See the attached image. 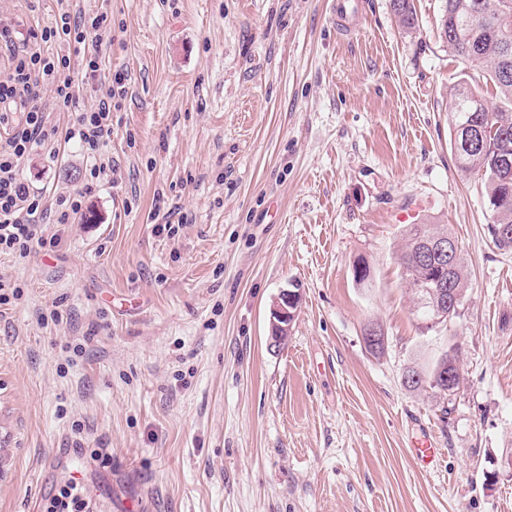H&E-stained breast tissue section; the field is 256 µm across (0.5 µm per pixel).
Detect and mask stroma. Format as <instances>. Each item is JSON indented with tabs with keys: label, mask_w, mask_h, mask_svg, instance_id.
<instances>
[{
	"label": "stroma",
	"mask_w": 512,
	"mask_h": 512,
	"mask_svg": "<svg viewBox=\"0 0 512 512\" xmlns=\"http://www.w3.org/2000/svg\"><path fill=\"white\" fill-rule=\"evenodd\" d=\"M330 3L70 0L112 31L92 82L57 47L80 107L118 71L127 95L95 222L48 225L49 255H0L25 286L0 308V512H39L73 473L93 512H512V252L448 125L454 85L496 91L449 51L442 0H413L411 31L363 0L350 36ZM57 17L56 0H0L22 38ZM85 167L61 142L23 176L52 200ZM423 222L450 227L468 272L458 317L429 331L398 261ZM285 289L301 303L274 348ZM453 343V400L405 386ZM425 433L430 468L409 452Z\"/></svg>",
	"instance_id": "1"
}]
</instances>
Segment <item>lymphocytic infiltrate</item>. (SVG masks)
<instances>
[{"label": "lymphocytic infiltrate", "instance_id": "f902f5d3", "mask_svg": "<svg viewBox=\"0 0 512 512\" xmlns=\"http://www.w3.org/2000/svg\"><path fill=\"white\" fill-rule=\"evenodd\" d=\"M106 15L62 13L58 23L35 33L34 44L19 41L12 26H0V49L9 53L8 69L0 75V255L21 258L49 253L56 238L45 236L44 221L74 223L85 198L108 175V167L99 157L112 135V114L126 93V76L115 72L106 95L89 109L78 108L75 84L69 72L71 58L52 52V45L64 41L83 52L84 77L96 79L101 60L91 37L99 35ZM75 112L66 128L52 121L53 112ZM62 136L76 144L86 156L84 185L73 194L47 201L31 191L20 165L50 138Z\"/></svg>", "mask_w": 512, "mask_h": 512}]
</instances>
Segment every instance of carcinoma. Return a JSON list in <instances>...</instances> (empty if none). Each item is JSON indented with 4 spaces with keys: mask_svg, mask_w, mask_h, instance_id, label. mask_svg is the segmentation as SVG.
Returning a JSON list of instances; mask_svg holds the SVG:
<instances>
[{
    "mask_svg": "<svg viewBox=\"0 0 512 512\" xmlns=\"http://www.w3.org/2000/svg\"><path fill=\"white\" fill-rule=\"evenodd\" d=\"M474 0H444L439 24L448 49L470 67L486 74V80L495 87L501 104L488 105L481 96L467 87L454 94L451 110L450 143L459 170L481 173L485 187V204L491 223L488 233L500 250L512 251V170L500 168V157L512 154V0H482L487 17L500 22L496 36L485 33V19L469 11ZM392 10L405 29L416 26L417 17L412 0H392ZM478 128L489 130L485 147L473 153L462 146L464 136ZM452 236V232L439 224H412L405 232L406 243L399 261L406 279L418 299L422 328L431 329L433 310L424 304L423 288L441 277L434 260H419L420 240L435 236ZM450 288L455 290L457 306H462L467 291L466 262L458 256L455 267L446 272ZM457 372L451 389L442 387L439 378L446 368ZM407 376L418 377L416 388L428 387L450 399L459 389L462 371L460 350L455 344L440 354L425 372L410 369Z\"/></svg>",
    "mask_w": 512,
    "mask_h": 512,
    "instance_id": "carcinoma-1",
    "label": "carcinoma"
}]
</instances>
